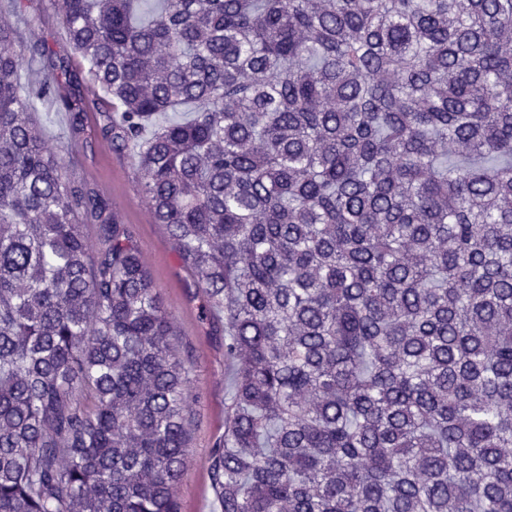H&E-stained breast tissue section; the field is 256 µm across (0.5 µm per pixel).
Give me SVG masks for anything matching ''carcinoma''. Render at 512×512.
Wrapping results in <instances>:
<instances>
[{"mask_svg":"<svg viewBox=\"0 0 512 512\" xmlns=\"http://www.w3.org/2000/svg\"><path fill=\"white\" fill-rule=\"evenodd\" d=\"M62 21L85 78L0 24V512H181L191 367L129 225L34 117L83 133L86 82L224 314L220 512H512V0Z\"/></svg>","mask_w":512,"mask_h":512,"instance_id":"cac0c4a2","label":"carcinoma"}]
</instances>
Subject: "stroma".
Wrapping results in <instances>:
<instances>
[{"label": "stroma", "instance_id": "stroma-1", "mask_svg": "<svg viewBox=\"0 0 512 512\" xmlns=\"http://www.w3.org/2000/svg\"><path fill=\"white\" fill-rule=\"evenodd\" d=\"M27 12L38 17L39 22L24 29V39L40 42L58 56H70L60 0H28ZM87 99L90 107L86 134L80 138H71L67 113L42 104L36 115L49 147L64 145L80 154L83 164L78 175L111 197L119 218L134 232L142 258L177 329L179 351L188 358L192 370L193 419L187 466L178 487L182 512H214L210 455L224 435V409L230 402L234 378L232 366L224 360V335L209 325L194 274L181 264L164 227L150 217L133 157L94 137L99 119L97 96L91 92Z\"/></svg>", "mask_w": 512, "mask_h": 512}]
</instances>
